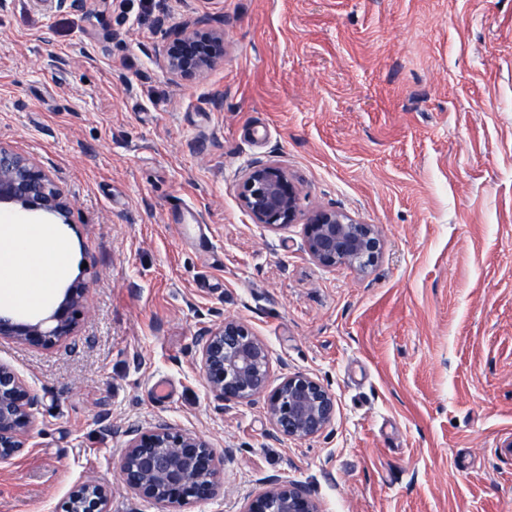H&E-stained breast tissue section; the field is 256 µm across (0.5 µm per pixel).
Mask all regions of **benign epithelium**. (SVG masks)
<instances>
[{"instance_id": "benign-epithelium-1", "label": "benign epithelium", "mask_w": 512, "mask_h": 512, "mask_svg": "<svg viewBox=\"0 0 512 512\" xmlns=\"http://www.w3.org/2000/svg\"><path fill=\"white\" fill-rule=\"evenodd\" d=\"M156 26L161 33L154 48L156 60L175 82L201 76L224 56V28L206 17H190L171 29L162 10ZM300 195L299 182L286 168L264 161L248 166L238 189L240 203L255 224L277 229L303 221L304 247L319 266L347 265L365 274L378 263L385 247L378 225L336 208H315L304 215ZM2 210L47 214L67 224L73 202L36 158L0 142ZM87 294L86 281L71 283L41 320H20L0 311V338L37 349L67 342L78 332ZM198 346L216 411L224 412L228 403H262L273 440L314 437L335 419L336 399L314 377L288 374L271 386L267 347L244 321L226 318L202 326ZM38 407L39 397L28 382L0 361V463L28 447ZM125 437L118 467L132 495L154 502L163 512L216 496L223 459L206 438L165 420L148 429L129 428ZM260 485L262 489L248 497L241 512H322L304 484L272 475L262 478ZM111 505L110 486L81 481L70 490L62 512H111Z\"/></svg>"}]
</instances>
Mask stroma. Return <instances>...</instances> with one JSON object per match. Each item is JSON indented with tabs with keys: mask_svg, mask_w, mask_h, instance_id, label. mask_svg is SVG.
Segmentation results:
<instances>
[{
	"mask_svg": "<svg viewBox=\"0 0 512 512\" xmlns=\"http://www.w3.org/2000/svg\"><path fill=\"white\" fill-rule=\"evenodd\" d=\"M163 3L171 27L224 25L196 79L155 61ZM0 141L69 193L68 277L89 282L67 344L0 339L40 398L0 512H61L86 479L112 512H160L116 465L123 429L159 420L224 458L182 512H242L268 475L324 512H512V0H0ZM256 160L295 176L301 210L379 225L369 274L317 265L302 225L253 224ZM227 317L273 378L335 396L325 432L274 441L260 403L214 411L197 335Z\"/></svg>",
	"mask_w": 512,
	"mask_h": 512,
	"instance_id": "35a3bbf8",
	"label": "stroma"
}]
</instances>
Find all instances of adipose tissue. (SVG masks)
<instances>
[{
	"label": "adipose tissue",
	"mask_w": 512,
	"mask_h": 512,
	"mask_svg": "<svg viewBox=\"0 0 512 512\" xmlns=\"http://www.w3.org/2000/svg\"><path fill=\"white\" fill-rule=\"evenodd\" d=\"M66 256L54 225L0 219V304L25 312L49 304L66 275Z\"/></svg>",
	"instance_id": "obj_1"
}]
</instances>
